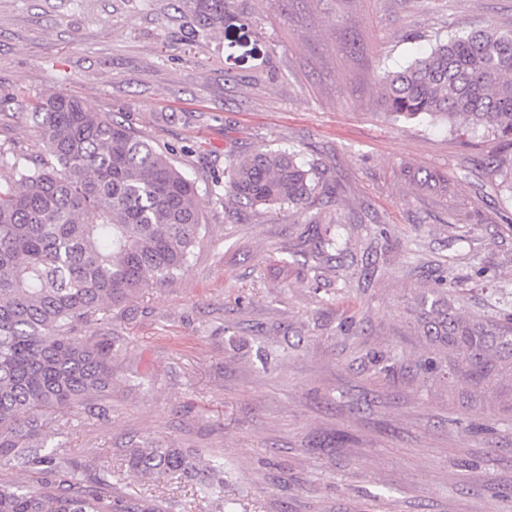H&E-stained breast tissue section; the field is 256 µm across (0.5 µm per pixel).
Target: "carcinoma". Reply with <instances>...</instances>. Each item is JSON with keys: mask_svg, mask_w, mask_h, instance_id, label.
Segmentation results:
<instances>
[{"mask_svg": "<svg viewBox=\"0 0 512 512\" xmlns=\"http://www.w3.org/2000/svg\"><path fill=\"white\" fill-rule=\"evenodd\" d=\"M210 26L224 0H194ZM386 117L441 123L462 118L473 131L512 145V29L492 23L436 39L430 50L378 76ZM47 160L15 167L0 183V467L38 470L23 483L0 480V512H168L162 501L123 493L112 466L93 479L46 449V409L92 410L112 383V346L93 326L104 307L121 310L146 290L183 274L203 228L197 186L168 153L125 122L53 92L30 113ZM411 180L441 194L448 174L417 170ZM229 198L251 206H301L315 188L294 151L258 150L228 161ZM421 335L457 353V369L476 380L512 369V315L474 320L456 308L451 287L414 298ZM142 479L195 482L221 512L224 459L201 465L173 444L122 449Z\"/></svg>", "mask_w": 512, "mask_h": 512, "instance_id": "obj_1", "label": "carcinoma"}]
</instances>
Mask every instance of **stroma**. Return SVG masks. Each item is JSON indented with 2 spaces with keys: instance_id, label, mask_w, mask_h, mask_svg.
<instances>
[{
  "instance_id": "obj_1",
  "label": "stroma",
  "mask_w": 512,
  "mask_h": 512,
  "mask_svg": "<svg viewBox=\"0 0 512 512\" xmlns=\"http://www.w3.org/2000/svg\"><path fill=\"white\" fill-rule=\"evenodd\" d=\"M489 22L512 29V0H224L213 28L191 0H0V182L42 154L33 104L67 92L169 152L204 225L184 274L100 322L112 386L95 413L51 414L50 450L169 512L219 506L127 477L123 447L223 457L245 512H512V373L454 369L409 306L449 278L463 315L494 314L512 202L488 157L512 147L391 123L373 81ZM259 149L313 167L302 207L225 197L229 155ZM338 227L343 253H319ZM420 188L441 194H448L452 191L451 178L448 173L436 170H417L411 178Z\"/></svg>"
}]
</instances>
